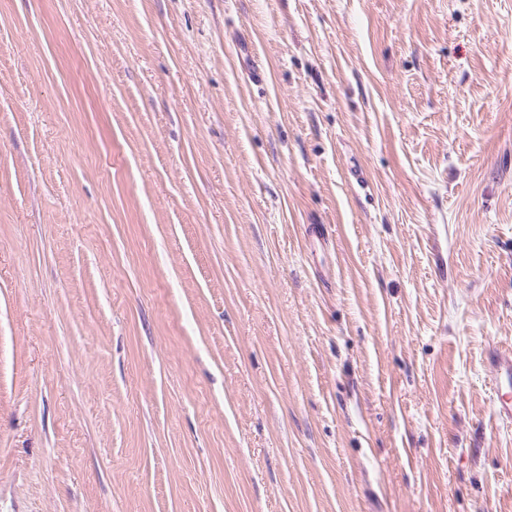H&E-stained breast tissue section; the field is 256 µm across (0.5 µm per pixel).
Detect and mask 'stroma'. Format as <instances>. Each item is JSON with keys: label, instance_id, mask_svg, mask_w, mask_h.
Returning a JSON list of instances; mask_svg holds the SVG:
<instances>
[{"label": "stroma", "instance_id": "1", "mask_svg": "<svg viewBox=\"0 0 512 512\" xmlns=\"http://www.w3.org/2000/svg\"><path fill=\"white\" fill-rule=\"evenodd\" d=\"M491 345L512 0H0V512H512Z\"/></svg>", "mask_w": 512, "mask_h": 512}]
</instances>
